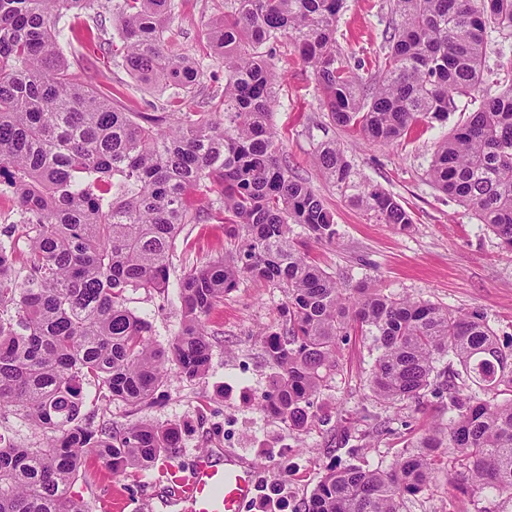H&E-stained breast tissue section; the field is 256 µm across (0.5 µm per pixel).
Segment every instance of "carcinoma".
I'll use <instances>...</instances> for the list:
<instances>
[{
	"label": "carcinoma",
	"instance_id": "obj_1",
	"mask_svg": "<svg viewBox=\"0 0 512 512\" xmlns=\"http://www.w3.org/2000/svg\"><path fill=\"white\" fill-rule=\"evenodd\" d=\"M172 0H117L121 63L138 81L171 87L179 107L199 70L165 37ZM378 75L361 80L336 44L343 0H233L210 21L211 56L224 62L223 111L122 112L77 81L59 49L102 44L96 0H0V193L28 227L24 244L0 232V410L47 433L31 448L0 433V512H89L72 491L87 459L114 471L146 468L178 447L175 427H95L98 401H150L168 365L205 375L214 306L244 279L282 288L279 330L266 335L274 369L259 407L304 431L311 399L338 365L348 336L370 340V379L384 402L448 394L455 411L417 439V453L388 471L331 467L308 512H404L432 480L430 452L462 458L458 490L512 499V349L478 311L453 312L360 282L344 288L291 237L300 224L336 243L334 216L298 176L271 124L276 68L261 46L281 38L311 69L330 122L392 145L424 122L448 119L455 97L484 82L489 34L512 37V0H393ZM314 164L341 192L354 188L344 144L329 141ZM433 183L512 251V83L437 145ZM218 189L220 197L208 200ZM352 202L398 230L412 226L393 194L369 185ZM224 225V254L179 283L183 321L167 349L126 307L128 290L169 286L170 254L186 224ZM453 357L488 395L462 401ZM502 394L511 398L497 401Z\"/></svg>",
	"mask_w": 512,
	"mask_h": 512
}]
</instances>
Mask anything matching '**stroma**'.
<instances>
[{
	"instance_id": "1",
	"label": "stroma",
	"mask_w": 512,
	"mask_h": 512,
	"mask_svg": "<svg viewBox=\"0 0 512 512\" xmlns=\"http://www.w3.org/2000/svg\"><path fill=\"white\" fill-rule=\"evenodd\" d=\"M391 6L392 0H344L336 40L345 54L359 61L355 73L360 77L376 72L383 33L393 19ZM223 12L224 0H172L165 36L192 57L200 71V84L187 111L217 109L212 94L224 85V65L211 56L204 31ZM60 49L79 81L111 94L127 111L158 112L173 99V89L140 83L103 51L65 42ZM265 52L281 75L272 109L278 138L300 176L333 213L338 232L335 245H320L309 241L303 228L294 227L301 250L340 285L363 281L452 311L476 310L501 341L511 342L512 252L472 212L438 190L428 175L438 142L467 119L476 107L474 100L458 97L446 122L422 125L400 144L382 146L330 123L310 68L288 42L266 44ZM329 140L348 144L356 182L381 186L399 199L412 216L410 229L400 231L377 221L321 175L311 158ZM223 245V225H186L176 241L169 287L152 293L128 291L126 306L149 321L154 346L168 347L180 329L179 278L193 265L216 258ZM284 301L278 288L242 281L209 317L212 349L204 377L189 380L173 372L147 404H111L96 410L97 425L147 421L177 426L179 446L130 474L112 471L102 460L82 468L74 490L91 512H112L117 499L124 512H179L173 503L177 480L188 477L199 455L227 452L256 464L259 485H284L288 512H306L328 466L390 470L428 424L450 418L447 400L430 392L393 405L373 397L369 380L376 353L359 336L342 344L339 366L314 397V420L305 432L261 411L257 400L273 370L259 332L280 327ZM461 471L447 449H438L431 488L408 497L405 512H512V500L491 491L464 502L455 500Z\"/></svg>"
}]
</instances>
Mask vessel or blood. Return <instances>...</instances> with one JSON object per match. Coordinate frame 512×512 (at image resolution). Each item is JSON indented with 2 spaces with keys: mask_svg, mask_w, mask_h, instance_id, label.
<instances>
[{
  "mask_svg": "<svg viewBox=\"0 0 512 512\" xmlns=\"http://www.w3.org/2000/svg\"><path fill=\"white\" fill-rule=\"evenodd\" d=\"M257 473L238 458L204 454L181 485L187 512H242L257 490Z\"/></svg>",
  "mask_w": 512,
  "mask_h": 512,
  "instance_id": "1",
  "label": "vessel or blood"
}]
</instances>
